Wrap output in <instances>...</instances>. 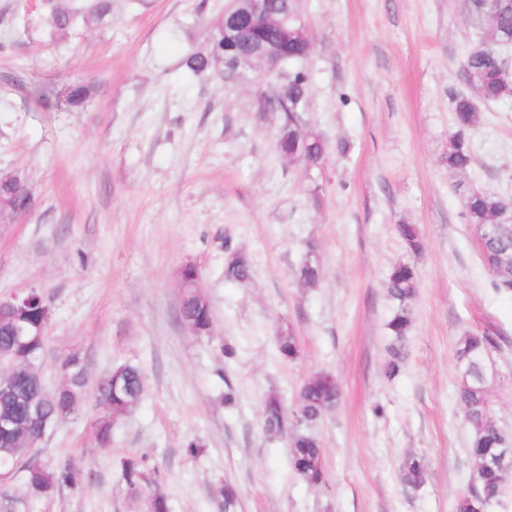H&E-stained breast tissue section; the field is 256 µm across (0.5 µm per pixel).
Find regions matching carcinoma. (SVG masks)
<instances>
[{
  "label": "carcinoma",
  "mask_w": 512,
  "mask_h": 512,
  "mask_svg": "<svg viewBox=\"0 0 512 512\" xmlns=\"http://www.w3.org/2000/svg\"><path fill=\"white\" fill-rule=\"evenodd\" d=\"M112 12V0H91L80 6H54L44 18V24L54 37L63 38L77 23L85 26L102 23ZM489 43L469 53L463 62V71L470 87L485 102H498L504 98L503 89L512 83V68L506 66V57L500 48L512 46V8L488 20ZM223 25L213 21L207 28L209 46L204 51H191L183 60V68L197 76L215 69L224 58ZM308 52L305 42L288 51V79L278 87L280 111L255 112L261 123L273 125L276 144L288 146L289 160L301 158L309 168H318L328 152L326 140L306 128L304 114L310 85V74L302 65ZM455 132L448 147V169L457 173L468 172L474 157L466 141V132L478 118L472 97L460 92L452 97ZM508 209L502 197L490 193H470L465 200L467 223L487 235L485 253L480 255L483 266L494 263L500 272H491L493 287L512 294V220H507ZM228 256L224 262V280L242 283L252 277V267L240 252L225 246ZM294 275L298 282L314 288L321 279L320 268L311 259H304ZM417 276L413 267L395 266L387 279L386 288L392 305V316L387 323L390 336L388 360L384 367L387 379L395 378L407 357L406 335L411 323L416 298ZM200 282L195 265L185 266L180 276L182 296L179 318L185 325L205 330L212 325L210 304L200 302L197 288ZM30 301L20 317L27 324L30 336L18 343L9 324L0 323V356L7 362L8 383L0 387V417L9 415L16 420L13 433L0 431V469L14 470L25 485L37 494H49L61 484L77 482L75 470L67 463L55 464L35 455L23 458L27 446L40 436L38 422L30 417V409L37 406L45 416L58 413L62 406L80 410L86 386L85 368L75 355L63 360L71 366L69 380L56 392L48 391L41 371L46 342L50 308L42 290H28ZM492 347L494 339L486 335H468L461 338L457 350L459 383L457 400L464 410L469 425L468 454L477 483L461 494L456 501V512H492L494 504L512 481V458L497 466L488 467L485 461L500 456L512 443L494 418L488 398V382L481 377L482 361ZM106 406V413L96 423V436L100 443L112 440L113 423L131 411L145 395V375L134 365L116 366L97 387ZM340 392L334 377L318 372L305 380L299 389L295 408L286 414L280 399L272 394L263 404L262 420L265 431L281 436L293 430L291 464L296 474L306 482L320 486L326 481L323 465L324 449L314 432L324 414L334 407ZM405 487L416 491L425 482V467L414 455L404 458L401 465ZM120 478L129 492L142 499L147 512H169L168 495L157 466L145 453L131 454L120 462ZM224 501V512H236L239 506L237 489L227 484L218 489Z\"/></svg>",
  "instance_id": "1"
}]
</instances>
